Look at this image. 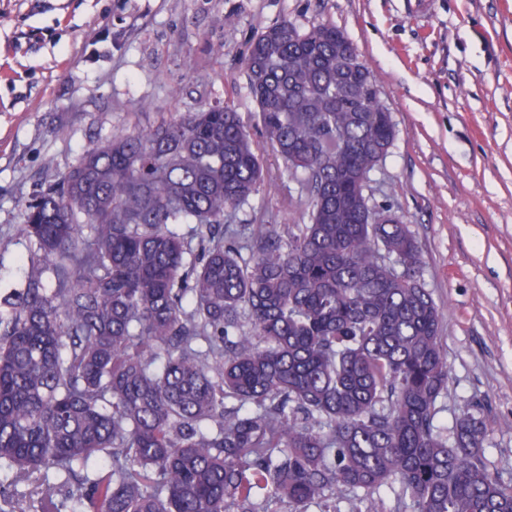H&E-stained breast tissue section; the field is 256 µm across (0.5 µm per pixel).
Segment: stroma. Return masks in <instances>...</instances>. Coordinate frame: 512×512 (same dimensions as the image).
Instances as JSON below:
<instances>
[{"mask_svg": "<svg viewBox=\"0 0 512 512\" xmlns=\"http://www.w3.org/2000/svg\"><path fill=\"white\" fill-rule=\"evenodd\" d=\"M284 20L343 30L380 82L397 134L369 195L409 224L443 313L437 420L479 412L512 485V0H0V312L28 272L26 204L90 140L218 102L259 133L246 57ZM264 157L235 223H307L301 176Z\"/></svg>", "mask_w": 512, "mask_h": 512, "instance_id": "1", "label": "stroma"}]
</instances>
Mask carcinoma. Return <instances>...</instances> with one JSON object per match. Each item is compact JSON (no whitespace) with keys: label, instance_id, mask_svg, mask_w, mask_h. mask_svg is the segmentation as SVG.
<instances>
[{"label":"carcinoma","instance_id":"cac0c4a2","mask_svg":"<svg viewBox=\"0 0 512 512\" xmlns=\"http://www.w3.org/2000/svg\"><path fill=\"white\" fill-rule=\"evenodd\" d=\"M350 44L285 20L246 60L309 223H224L264 172L227 103L91 141L26 206L0 512H380L384 486L412 512H512L484 418L437 425L441 312L415 235L365 196L396 127Z\"/></svg>","mask_w":512,"mask_h":512}]
</instances>
